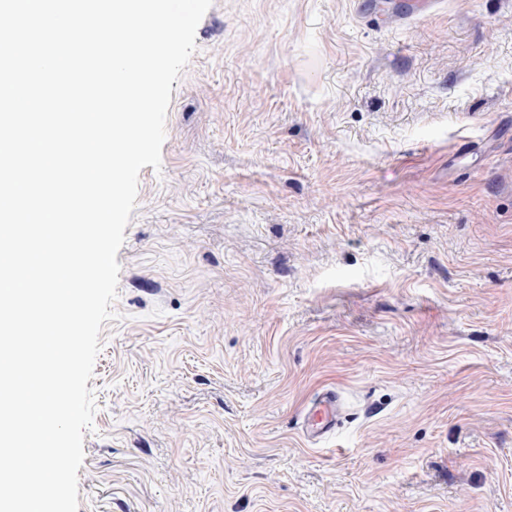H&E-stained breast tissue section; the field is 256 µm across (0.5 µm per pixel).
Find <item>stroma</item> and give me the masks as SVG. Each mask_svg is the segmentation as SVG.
Wrapping results in <instances>:
<instances>
[{"label": "stroma", "instance_id": "stroma-1", "mask_svg": "<svg viewBox=\"0 0 512 512\" xmlns=\"http://www.w3.org/2000/svg\"><path fill=\"white\" fill-rule=\"evenodd\" d=\"M356 2L198 24L78 512H512V0ZM328 391L340 425L308 438Z\"/></svg>", "mask_w": 512, "mask_h": 512}]
</instances>
